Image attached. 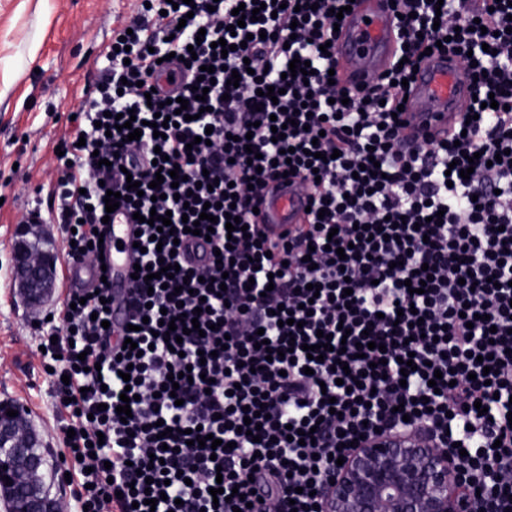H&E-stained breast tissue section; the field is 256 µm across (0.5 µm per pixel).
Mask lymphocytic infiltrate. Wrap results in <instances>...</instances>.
<instances>
[{"label":"lymphocytic infiltrate","instance_id":"1","mask_svg":"<svg viewBox=\"0 0 512 512\" xmlns=\"http://www.w3.org/2000/svg\"><path fill=\"white\" fill-rule=\"evenodd\" d=\"M284 2L139 6L114 30L61 144L68 166L48 196L68 262L101 267L96 230L111 190L120 211L144 218L135 263L155 274L180 266L166 282L132 280L123 320L105 310L113 293L100 281L68 289L51 312L57 341L45 349L70 378L63 407L75 435L65 445L79 456L74 512H264L273 497L315 512L337 457L377 431L460 444L468 469L512 467V5L395 0L397 62L347 90L329 84L336 58L321 47L337 41L334 11L350 0ZM222 39L231 52L216 48ZM435 46L457 59L475 97L444 138L411 141L396 112ZM171 53L187 75L182 115L154 89L157 61ZM295 59L312 76H289ZM270 86L278 99L266 96ZM130 111L142 132L133 143L115 129ZM159 115L172 121L161 138ZM160 169L178 170L179 186L152 188ZM284 173L304 184L310 212L274 242L254 210ZM153 212L170 215L169 230L146 223ZM231 216L241 229L227 231ZM188 220L199 234L185 232ZM164 317L184 330L181 343L164 341ZM322 333L330 350L308 359ZM128 338L139 355H125ZM127 391L135 399L124 421L116 408ZM249 410L266 413L254 437L242 431ZM196 428L222 447L188 445ZM292 428L313 442L288 440ZM216 486L231 500L214 502Z\"/></svg>","mask_w":512,"mask_h":512}]
</instances>
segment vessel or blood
<instances>
[{
  "label": "vessel or blood",
  "instance_id": "1",
  "mask_svg": "<svg viewBox=\"0 0 512 512\" xmlns=\"http://www.w3.org/2000/svg\"><path fill=\"white\" fill-rule=\"evenodd\" d=\"M396 47L393 16L388 0H357L341 30L336 54V69L341 82L353 87L373 78L390 62ZM470 94L457 61L442 55L422 62L416 75L406 110L412 127L430 124L445 130L460 117L458 104ZM305 201L291 190L270 195L264 205L263 219L270 235H277L291 224L303 223ZM114 242L112 289L123 292L129 287V254L122 245L131 244L133 227L118 221L108 229Z\"/></svg>",
  "mask_w": 512,
  "mask_h": 512
}]
</instances>
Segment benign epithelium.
I'll return each mask as SVG.
<instances>
[{"label":"benign epithelium","instance_id":"benign-epithelium-1","mask_svg":"<svg viewBox=\"0 0 512 512\" xmlns=\"http://www.w3.org/2000/svg\"><path fill=\"white\" fill-rule=\"evenodd\" d=\"M53 259L39 248L20 247L15 282L32 321H43ZM0 404V483L18 470L16 493L23 512H71L62 498L47 493L44 470L29 455L32 427L23 414L7 415ZM463 473L450 451L414 435L364 441L339 467L323 497L324 512H475L463 493Z\"/></svg>","mask_w":512,"mask_h":512}]
</instances>
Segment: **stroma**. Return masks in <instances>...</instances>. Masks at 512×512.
I'll return each instance as SVG.
<instances>
[{
  "mask_svg": "<svg viewBox=\"0 0 512 512\" xmlns=\"http://www.w3.org/2000/svg\"><path fill=\"white\" fill-rule=\"evenodd\" d=\"M138 0H0V402L21 406L47 448L49 464L65 453L57 376L41 354L8 267L15 229L38 207L44 250L56 261L51 305L63 299V234L52 223L46 190L63 175L56 148L93 84L101 56Z\"/></svg>",
  "mask_w": 512,
  "mask_h": 512,
  "instance_id": "obj_1",
  "label": "stroma"
}]
</instances>
